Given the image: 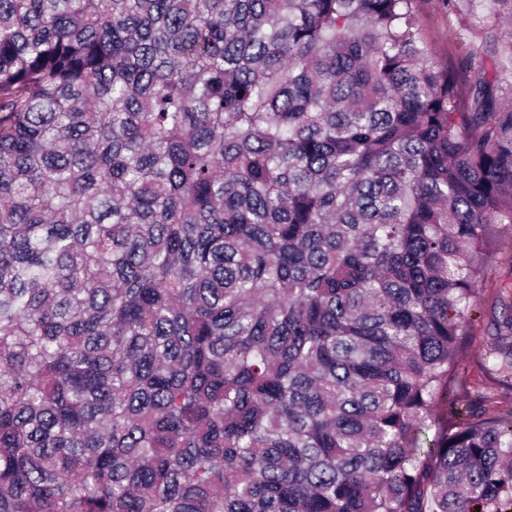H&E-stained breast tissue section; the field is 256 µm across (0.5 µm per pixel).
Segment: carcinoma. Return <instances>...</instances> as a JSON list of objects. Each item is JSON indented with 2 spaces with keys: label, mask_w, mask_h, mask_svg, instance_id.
Instances as JSON below:
<instances>
[{
  "label": "carcinoma",
  "mask_w": 512,
  "mask_h": 512,
  "mask_svg": "<svg viewBox=\"0 0 512 512\" xmlns=\"http://www.w3.org/2000/svg\"><path fill=\"white\" fill-rule=\"evenodd\" d=\"M417 2L0 0V512H512V0ZM470 0H424L417 19L435 59L463 63L472 45L483 40L485 10ZM511 244V245H510ZM512 253V237L510 233L502 236L498 245L488 256L487 279L479 297L475 309L472 311V332L475 334L466 356L458 366L459 377L468 392L465 398L469 403L477 396H485L483 407L489 413L512 405V389L498 383V375L492 368V363L487 357L488 336L487 324L494 315L496 308V296L501 294L503 287L512 286L509 259Z\"/></svg>",
  "instance_id": "obj_1"
}]
</instances>
